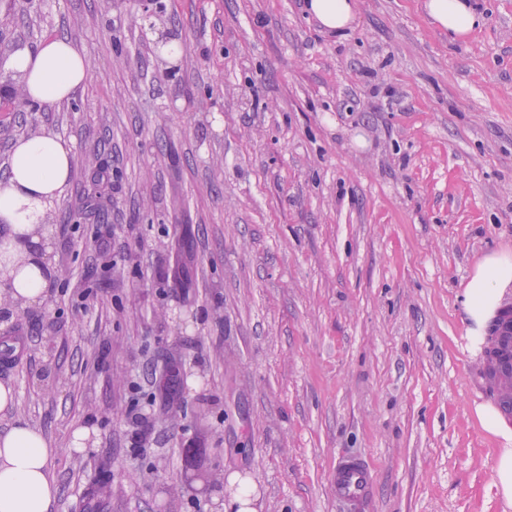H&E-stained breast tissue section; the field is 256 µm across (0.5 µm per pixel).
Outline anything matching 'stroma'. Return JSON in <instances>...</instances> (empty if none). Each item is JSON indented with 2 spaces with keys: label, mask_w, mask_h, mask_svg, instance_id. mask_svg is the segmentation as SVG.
<instances>
[{
  "label": "stroma",
  "mask_w": 512,
  "mask_h": 512,
  "mask_svg": "<svg viewBox=\"0 0 512 512\" xmlns=\"http://www.w3.org/2000/svg\"><path fill=\"white\" fill-rule=\"evenodd\" d=\"M159 2L0 0V175L22 135L75 154L48 300L0 318L57 512H226L244 490L346 512V457L375 473L364 512H505L462 295L512 258V0L454 43L422 0H356L342 39L304 0ZM64 35L92 64L79 111H15L9 56ZM171 361L176 400L151 401ZM103 463L111 495L86 502Z\"/></svg>",
  "instance_id": "obj_1"
}]
</instances>
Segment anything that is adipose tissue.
Here are the masks:
<instances>
[{
  "label": "adipose tissue",
  "instance_id": "ef3b65f1",
  "mask_svg": "<svg viewBox=\"0 0 512 512\" xmlns=\"http://www.w3.org/2000/svg\"><path fill=\"white\" fill-rule=\"evenodd\" d=\"M423 7L452 41L467 38L486 21L476 0H424ZM305 9L333 35L345 34L355 19V0H305ZM7 67L19 78L24 97L41 103L70 101L92 78L87 53L59 36L14 53ZM73 162L71 143L50 131L18 137L11 145L8 171L0 179V289L20 305L47 300L54 269L46 215L68 185ZM511 287V259L491 256L476 267L463 291L472 353L481 351L488 324ZM475 412L482 428L504 443L496 488L512 504V426L492 404L476 405ZM56 454L47 436L23 420L0 432V512H54L58 485L50 465Z\"/></svg>",
  "mask_w": 512,
  "mask_h": 512
}]
</instances>
